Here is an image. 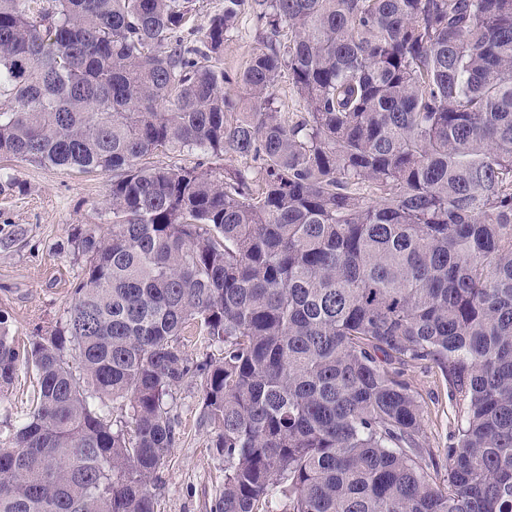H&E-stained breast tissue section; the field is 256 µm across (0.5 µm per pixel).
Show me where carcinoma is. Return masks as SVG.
Here are the masks:
<instances>
[{"instance_id":"obj_1","label":"carcinoma","mask_w":512,"mask_h":512,"mask_svg":"<svg viewBox=\"0 0 512 512\" xmlns=\"http://www.w3.org/2000/svg\"><path fill=\"white\" fill-rule=\"evenodd\" d=\"M35 2L0 0V155L112 173V229L77 237L49 335L20 348L0 310V392L35 372L0 512H157L189 378L211 512H512V0H224L195 43L193 0ZM246 11L270 41L232 78ZM185 148L258 176L153 161ZM192 326L222 358H188ZM421 361L461 405L441 487L396 368ZM275 106L278 107L283 115L290 119L297 120L304 115L305 109L303 102L297 95L292 84L288 81V75H283L276 83L273 89Z\"/></svg>"}]
</instances>
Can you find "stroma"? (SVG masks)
<instances>
[{"label":"stroma","mask_w":512,"mask_h":512,"mask_svg":"<svg viewBox=\"0 0 512 512\" xmlns=\"http://www.w3.org/2000/svg\"><path fill=\"white\" fill-rule=\"evenodd\" d=\"M266 46L253 16L242 14L224 44L220 65L236 75ZM0 177L15 183L0 192V309L10 313V335L26 345L54 329L83 274L87 259L74 249L75 234L93 225L111 228L106 199L112 175L0 159ZM32 375L31 366L21 364L13 388L0 394V440L25 418ZM404 379L424 407L421 463L435 483H442L460 407L432 362L409 366ZM174 403L177 438L154 489L157 512H210L224 488V461L213 447V429L202 421L197 381L184 382Z\"/></svg>","instance_id":"obj_1"}]
</instances>
